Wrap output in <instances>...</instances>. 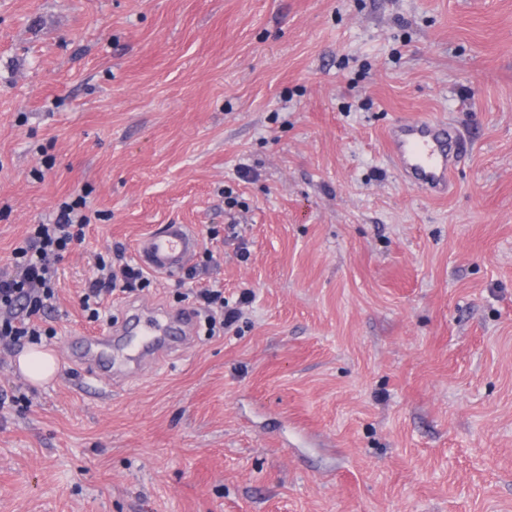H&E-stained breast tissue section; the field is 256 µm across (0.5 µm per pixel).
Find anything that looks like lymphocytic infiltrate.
Segmentation results:
<instances>
[{
	"instance_id": "lymphocytic-infiltrate-1",
	"label": "lymphocytic infiltrate",
	"mask_w": 512,
	"mask_h": 512,
	"mask_svg": "<svg viewBox=\"0 0 512 512\" xmlns=\"http://www.w3.org/2000/svg\"><path fill=\"white\" fill-rule=\"evenodd\" d=\"M82 199L61 203L52 221L30 229L23 246L14 250L7 268L0 270V348L11 350L25 343L39 342L41 312L51 308L55 298L57 265L73 246L82 244L90 218ZM147 273L128 260L123 244L109 248L98 257L96 273L80 297L88 318L100 320L105 297L120 292L134 295L149 287ZM253 293H242L237 305L224 297V286L214 281L194 294V304L205 314L209 334L232 326L249 304Z\"/></svg>"
}]
</instances>
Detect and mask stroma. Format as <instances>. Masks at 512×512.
<instances>
[{
	"label": "stroma",
	"instance_id": "obj_1",
	"mask_svg": "<svg viewBox=\"0 0 512 512\" xmlns=\"http://www.w3.org/2000/svg\"><path fill=\"white\" fill-rule=\"evenodd\" d=\"M404 119L461 134L446 196ZM77 197L56 377L0 349V512H512V0H0V267ZM159 224L255 299L102 389L72 341L134 300L79 297ZM457 134L446 122L412 120L394 124L387 152L403 181L443 195L459 163Z\"/></svg>",
	"mask_w": 512,
	"mask_h": 512
}]
</instances>
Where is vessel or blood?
<instances>
[{
	"mask_svg": "<svg viewBox=\"0 0 512 512\" xmlns=\"http://www.w3.org/2000/svg\"><path fill=\"white\" fill-rule=\"evenodd\" d=\"M457 135L446 122L412 120L394 124L387 137V152L403 181L435 195L445 194L459 163ZM200 239L187 224H162L144 235L136 244L135 257L151 272L175 277L195 257ZM195 317L184 310H167L161 316H147L134 310L128 325L121 329L124 337H134L135 361L161 363L193 334ZM111 331L84 339L82 364L89 376L111 382Z\"/></svg>",
	"mask_w": 512,
	"mask_h": 512,
	"instance_id": "obj_1",
	"label": "vessel or blood"
}]
</instances>
